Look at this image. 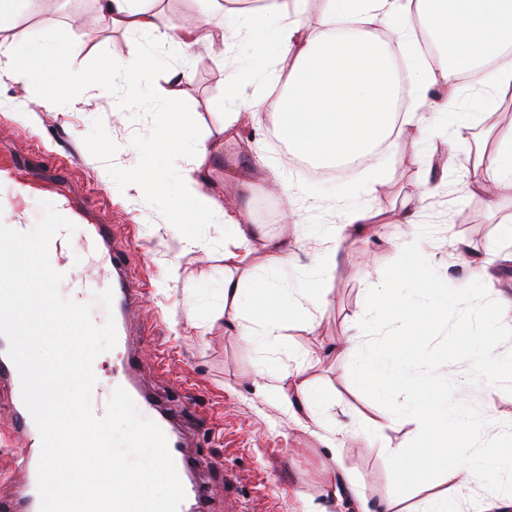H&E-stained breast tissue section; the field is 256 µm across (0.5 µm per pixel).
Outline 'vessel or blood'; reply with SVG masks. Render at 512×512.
<instances>
[{
  "label": "vessel or blood",
  "mask_w": 512,
  "mask_h": 512,
  "mask_svg": "<svg viewBox=\"0 0 512 512\" xmlns=\"http://www.w3.org/2000/svg\"><path fill=\"white\" fill-rule=\"evenodd\" d=\"M24 162L12 155H0V183L11 182L19 195L32 190L30 183L19 181L25 172ZM86 249H94L97 262L82 274H75L67 247L72 242ZM131 246L113 239L108 225L82 223L79 238L59 232L50 244L52 267L62 274L64 282L73 284L75 300H82L90 288L111 287L113 290V320L117 332V345L112 356V378L110 384L96 383L93 390L92 409L96 416H103L106 403L114 388H123L144 415L163 431L170 453L184 486L186 497L179 512H211L210 482L203 460L186 446L184 427L191 421L185 407L176 401L148 392L141 384L144 359L132 346V318L139 307L142 290L138 283L126 274L127 257ZM9 343L0 336V387H6L8 395L0 400V414L8 416L12 425L25 440L30 461L40 457V435L25 407L21 395L18 371L8 357ZM37 471L29 469L14 500H0V512H37Z\"/></svg>",
  "instance_id": "1"
}]
</instances>
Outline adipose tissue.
I'll use <instances>...</instances> for the list:
<instances>
[{"instance_id":"1","label":"adipose tissue","mask_w":512,"mask_h":512,"mask_svg":"<svg viewBox=\"0 0 512 512\" xmlns=\"http://www.w3.org/2000/svg\"><path fill=\"white\" fill-rule=\"evenodd\" d=\"M97 2V24L72 21L89 41L101 22L131 32L164 31L170 45L183 52L215 42L230 48L273 32L276 57L287 65L288 74L279 94L264 99L262 105L272 112L281 140L316 166L337 165L395 136L420 140L441 121L457 133L487 123L498 110L501 93L512 88V0H323L320 24L313 29L306 28L302 19L304 0H258L257 7L250 9L218 2L207 18L181 29L168 25L155 0ZM423 17L432 25L440 53L435 61H421L397 72L386 45L416 49V21ZM0 44L5 47L0 70L45 89L37 103L20 102L18 111L37 107L60 112L73 105L62 81L70 54L67 37L46 45L34 41L27 30L16 29L1 37ZM152 63L135 44L127 56L86 75L84 81L107 86L119 78L142 94L158 99L172 95L184 73H171L166 86L160 87L151 80ZM463 88L480 97L482 112L454 111L456 95ZM214 109L220 117L219 138H194L183 114L170 113L168 132L152 134L137 150L128 179L145 199L169 196L176 211L191 223L223 225L224 267L229 271L224 299L247 307L254 319L248 326L239 315L227 316L225 330L265 348L278 341L288 322L299 320L317 329L343 242L363 227L407 225L393 285L369 296L366 320L357 334L368 336L377 326L387 325L391 339L360 350L357 336H349L343 350L358 360L355 377L362 385L407 392L402 414L415 424L419 440L412 448L387 449L386 458L403 481L430 488L426 512H458L447 493L433 489L441 476L462 488L484 487L488 495L480 512H512V432L488 433L468 410H448L455 392L501 379L503 358L491 345L493 318L477 323L471 313L449 307L447 287L421 261L429 242L424 225L405 213L356 205L343 206L335 223L321 225L311 279L291 291L279 288L276 280L290 264L295 242L267 237L212 187L211 175L214 164L223 162L225 178L234 181L244 196L264 192L278 178L266 174L257 155L246 167L258 172V180L241 179L246 167L236 156H225L223 144L236 136L240 115L229 111L222 100ZM173 130L184 131V153H190V162H183V153L175 151L169 136ZM487 136L486 155L468 165L466 172L471 185L494 204L512 193V126H489ZM257 253L262 256L259 273L245 279L231 277V270ZM450 319L457 334L481 347L484 357L469 374L447 381L438 374L439 361L428 353L426 338Z\"/></svg>"}]
</instances>
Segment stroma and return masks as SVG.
<instances>
[{
    "label": "stroma",
    "instance_id": "obj_1",
    "mask_svg": "<svg viewBox=\"0 0 512 512\" xmlns=\"http://www.w3.org/2000/svg\"><path fill=\"white\" fill-rule=\"evenodd\" d=\"M69 2L44 0L39 14L6 19L0 26L26 29L44 41L68 35L76 72L110 64L136 43L154 58L157 82L174 71H188L191 77L176 96L159 102L134 96L119 83L103 88L78 84L70 88L76 107L26 115L14 112V103L38 99L43 88L1 77L0 143L18 155L40 151L49 167L69 160L70 206L80 217L110 225L116 238L131 240L128 269L145 288L135 328L159 353L145 367L143 383L157 393L178 391L180 399L191 405L200 425L195 443L210 469L214 512H352L348 504L332 497L331 472L339 464L361 483L379 512H422L426 491L403 484L382 454L386 447H413L418 439L415 426L401 418L376 440L363 433L396 411L404 395L397 390L381 394L358 384L349 375V362L340 347L347 330L359 323L366 295L383 288L397 269L403 226H385L378 237L355 235L343 244L329 303L315 332H308L301 322L290 323L283 342L264 351L225 334L223 225H195L201 246L184 250L172 227L175 212L164 202L142 199L128 186L126 175L136 149L164 127L168 113H186L200 133L214 135L220 128L214 101L262 100L281 89L286 74L267 41L248 40L235 46L246 77L233 89L225 81L228 63L225 48L218 43L179 54L163 33H129L106 25L88 42L69 26ZM272 120L267 112H257L247 119L231 148L240 155L262 151L295 188L296 206L310 218L306 224H286L279 218H262L260 205L251 207V220L260 223L266 235L302 241L280 287H299L313 274L315 253L303 241L318 225L333 221L339 205L399 211L406 208L417 184L437 182L441 195L417 217L432 229L430 264L469 302L495 305L500 318L497 349L512 350V306L496 304L483 281L450 258L454 242L464 241L481 261L494 262L497 278L512 289V264L496 259L501 247L499 224L512 216V199L490 206L470 186L464 168L483 128L459 138L452 130L437 128L419 145L401 138L384 150L379 161L345 176L320 179L295 167L269 141ZM379 166L388 175L385 189L375 195L360 193L361 183ZM365 255L375 267L369 278L356 274ZM455 340L449 324L427 340L428 351L442 358L441 370L452 379L472 370L478 358L477 352L455 348ZM304 387L326 401L324 428L316 434L297 426L282 401L283 394ZM455 404L468 408L482 425L512 429V380L464 390ZM341 424L350 425L352 431L343 459L337 462L327 440L331 429ZM22 472L16 433L10 420L2 418L0 499L15 497Z\"/></svg>",
    "mask_w": 512,
    "mask_h": 512
}]
</instances>
